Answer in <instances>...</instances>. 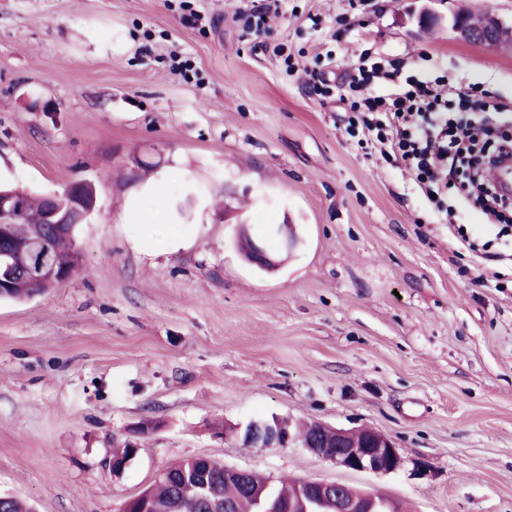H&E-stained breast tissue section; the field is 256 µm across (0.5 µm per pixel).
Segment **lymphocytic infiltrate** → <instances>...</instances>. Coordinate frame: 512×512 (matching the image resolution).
I'll use <instances>...</instances> for the list:
<instances>
[{"instance_id": "lymphocytic-infiltrate-1", "label": "lymphocytic infiltrate", "mask_w": 512, "mask_h": 512, "mask_svg": "<svg viewBox=\"0 0 512 512\" xmlns=\"http://www.w3.org/2000/svg\"><path fill=\"white\" fill-rule=\"evenodd\" d=\"M387 95L373 96L378 82ZM346 101L351 124L363 127L384 158L411 177L435 213L447 211L449 189H457L492 222L512 227V194L491 179V166L512 158V117L506 104L475 89L443 88L403 72L401 61L360 64ZM499 120H492V113Z\"/></svg>"}]
</instances>
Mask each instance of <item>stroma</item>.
<instances>
[{
	"mask_svg": "<svg viewBox=\"0 0 512 512\" xmlns=\"http://www.w3.org/2000/svg\"><path fill=\"white\" fill-rule=\"evenodd\" d=\"M182 1L0 0V182L97 190L80 270L0 301V496L121 512L207 456L407 512H512V263L452 191L453 223L490 244L462 249L303 75L340 80L366 53L512 103V47L452 28L489 10L510 25L512 0H282L269 39L293 72L243 32L250 0H190L200 26ZM174 51L196 78L170 71ZM245 230L275 270L248 262ZM274 416L372 428L407 464L375 476L243 445Z\"/></svg>",
	"mask_w": 512,
	"mask_h": 512,
	"instance_id": "obj_1",
	"label": "stroma"
}]
</instances>
